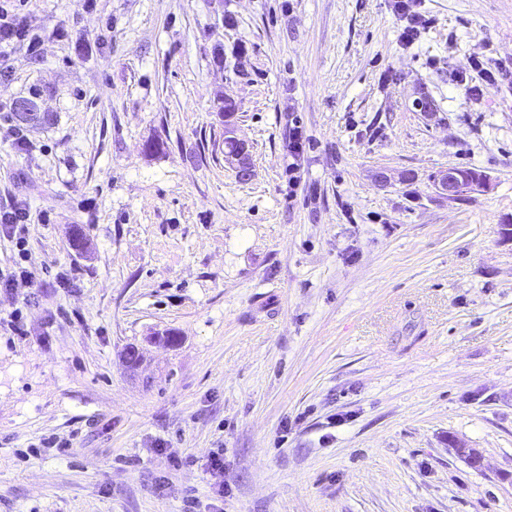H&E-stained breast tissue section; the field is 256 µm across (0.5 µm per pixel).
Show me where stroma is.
Returning a JSON list of instances; mask_svg holds the SVG:
<instances>
[{
  "instance_id": "obj_1",
  "label": "stroma",
  "mask_w": 512,
  "mask_h": 512,
  "mask_svg": "<svg viewBox=\"0 0 512 512\" xmlns=\"http://www.w3.org/2000/svg\"><path fill=\"white\" fill-rule=\"evenodd\" d=\"M22 3L0 104L49 120L0 134L40 281L0 290V512H512V88L457 83L512 68V0H419L409 47L390 0ZM470 68L473 74L463 73L459 77V83L465 87V90L474 97L482 96L485 85H493L498 83V75L501 81L505 80V76L509 77L507 73H504L502 67L495 69L494 71L487 67V65L479 60L478 58L472 59ZM475 74V75H474ZM461 176V184L465 187L480 185L486 178V173L475 168L459 169L455 168ZM454 169H448L445 173L439 175L436 179V186L449 197H455L460 190V177ZM488 183V179L480 187H475L474 191H480Z\"/></svg>"
}]
</instances>
